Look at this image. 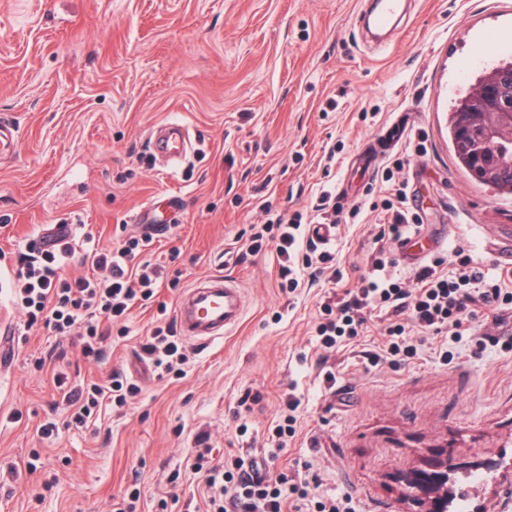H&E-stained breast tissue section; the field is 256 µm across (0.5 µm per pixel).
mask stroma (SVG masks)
I'll list each match as a JSON object with an SVG mask.
<instances>
[{"mask_svg": "<svg viewBox=\"0 0 512 512\" xmlns=\"http://www.w3.org/2000/svg\"><path fill=\"white\" fill-rule=\"evenodd\" d=\"M365 0H0V114L14 115L15 157L0 160V321L27 335L0 376V512H112L140 491L142 512L167 498L186 512L200 495L191 469L198 438L214 458L252 456L271 477L309 473L323 498L351 496L357 512H418L402 476L440 452L491 461L492 480L452 473L473 512H512V351L495 345L503 321L465 320V334L416 336L406 361L386 353L381 319L339 349L314 334L326 281L279 286L268 245L236 263L251 227L276 214L312 213L322 191L337 206L361 205L324 250L355 287L380 230L374 203L383 171L405 154L368 163L386 127L423 132L425 149L396 179L424 214L421 235L438 252L465 241L493 274L512 272V198L460 169L448 114L494 64L512 58V0H410L411 14L386 49L370 52L359 17ZM179 118L193 150L177 175L155 163L149 133ZM335 147V162L325 152ZM173 194L181 210L144 257L177 277L134 306L126 337L85 358L75 337L25 330L12 304L11 255L55 225L74 229L66 276L92 274L88 246L137 234L133 214ZM239 281L246 311L228 336L182 337V377L160 376L140 345L160 316L205 278ZM486 338L483 351L475 341ZM455 354L444 364L441 347ZM45 359L71 381L127 374L141 388L83 428L69 426L63 392ZM334 381H327V374ZM261 400L238 409L246 394ZM300 402L297 431L279 448L274 427L287 395ZM58 433L45 439L40 427Z\"/></svg>", "mask_w": 512, "mask_h": 512, "instance_id": "35a3bbf8", "label": "stroma"}]
</instances>
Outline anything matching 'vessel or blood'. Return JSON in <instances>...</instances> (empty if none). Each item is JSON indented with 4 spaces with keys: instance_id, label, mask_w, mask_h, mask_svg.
<instances>
[{
    "instance_id": "b4317fda",
    "label": "vessel or blood",
    "mask_w": 512,
    "mask_h": 512,
    "mask_svg": "<svg viewBox=\"0 0 512 512\" xmlns=\"http://www.w3.org/2000/svg\"><path fill=\"white\" fill-rule=\"evenodd\" d=\"M406 0H376L373 23L385 29L401 15ZM19 131L8 117L0 115V158L15 155ZM191 146L185 122L170 119L160 123L150 135V150L154 158L163 160L170 171H178ZM142 234L149 238L166 235L170 226L159 217L156 203L142 207L132 218ZM242 313L240 290L233 281L220 276L210 277L203 285L191 290L177 315L180 333L206 341L223 336L240 321Z\"/></svg>"
}]
</instances>
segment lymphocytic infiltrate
<instances>
[{"mask_svg":"<svg viewBox=\"0 0 512 512\" xmlns=\"http://www.w3.org/2000/svg\"><path fill=\"white\" fill-rule=\"evenodd\" d=\"M404 164V159H396L392 170L384 174L388 183V195L382 202L386 236L398 242L408 241L411 229L422 222L410 205L405 183L394 179L395 169ZM303 219L297 212L260 225L250 237L247 252H259L265 241L275 242L281 288L296 290L299 268H311L316 262L331 265L328 281L339 284L344 274L332 266L330 254L314 257L302 252ZM148 246V238L130 236L119 247L94 250L90 256L94 275L73 279L61 273L64 259L73 251L66 231L55 233L41 250L19 253L12 301L25 315L26 328L40 327L56 336L78 332L84 356L98 357L103 341L115 335L127 336L125 318L137 302L150 300L159 284L161 267L143 258ZM397 266L384 246H377L355 288L337 299L325 297L315 328L323 348L333 350L364 335L369 320L377 317L386 323L387 354L395 359L410 358L417 352L411 327L445 336L461 329L477 309L493 314L512 309V286L478 266L463 245H455L449 256L430 258L409 279L398 273ZM142 350L162 373L183 375L188 356L176 338L173 323L156 326ZM54 381L65 387L70 421L78 426L91 420L102 402L122 407L139 392L136 384L117 374L104 385L69 387L59 374ZM243 466L240 458L225 466L197 453L192 468L204 477L209 512H283L287 505L293 506L294 512H305L309 507L315 512H355L351 497L317 502L308 480H251L242 477Z\"/></svg>","mask_w":512,"mask_h":512,"instance_id":"obj_1","label":"lymphocytic infiltrate"}]
</instances>
